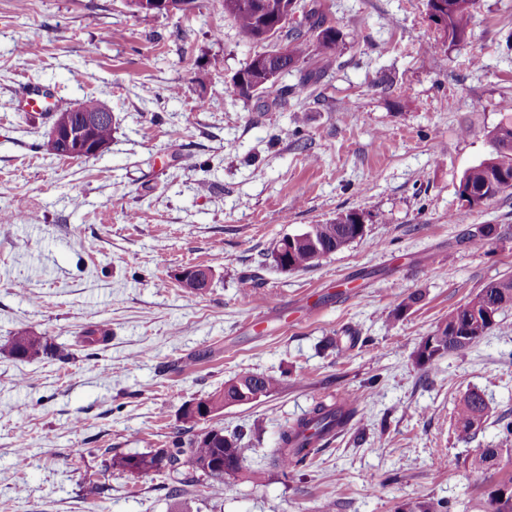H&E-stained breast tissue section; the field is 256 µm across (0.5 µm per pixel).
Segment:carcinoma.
<instances>
[{
    "label": "carcinoma",
    "mask_w": 512,
    "mask_h": 512,
    "mask_svg": "<svg viewBox=\"0 0 512 512\" xmlns=\"http://www.w3.org/2000/svg\"><path fill=\"white\" fill-rule=\"evenodd\" d=\"M283 2L224 0V15L231 18L250 41L259 44L261 36L282 21ZM477 5L478 0H427L428 17L450 44L459 46L467 43L470 37ZM301 9L305 24L281 27L277 42L269 52V64L279 75L294 70L300 72V80L295 87V93L300 96L333 69L342 43L340 30L327 23L319 0L304 2ZM313 39L321 47L322 57L315 66L304 70L301 65L310 55ZM241 73L244 77L241 83L232 85L233 92L244 98L273 93L275 105H288V99L276 89V83L258 88L254 73L246 67L241 69ZM493 141L494 151L462 176L458 189L460 209L451 218L458 220L512 189V121L496 127ZM364 232L365 226L358 213H340L331 222L312 224L307 231L293 236L294 242L286 250L287 262L278 261L271 253L267 254V259L283 272L304 270L348 246ZM508 306H512V275H504L488 283L423 337L415 353L416 364L432 365L445 354L469 349L497 325L500 312ZM8 352L23 362L55 356L54 350L42 337L26 331L12 338ZM280 387L281 380L273 375L243 371L224 382V389L209 395V398L219 397L228 402L247 391L269 397ZM358 416L359 406L355 399L342 406L322 402L315 404L280 433L278 448L271 455L268 467L286 476H297L316 451L317 442L344 431ZM457 416L459 436L472 440L484 429L487 404L479 393L471 392L460 403ZM251 452L243 432L226 435L224 429L212 427L209 432L196 434L187 440L177 435L167 448L115 455L111 461L112 466L118 469L137 473L157 470L164 461L169 473L179 476L177 482L183 487L206 483L227 489L230 480L247 470ZM499 454L498 448H480L471 458V468L476 473L486 474L498 465ZM485 512H512V478L490 483L485 491Z\"/></svg>",
    "instance_id": "carcinoma-1"
}]
</instances>
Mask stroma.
Instances as JSON below:
<instances>
[{
	"mask_svg": "<svg viewBox=\"0 0 512 512\" xmlns=\"http://www.w3.org/2000/svg\"><path fill=\"white\" fill-rule=\"evenodd\" d=\"M322 2L343 51L282 109L232 92L256 46L224 0L172 14L0 0V512H404L428 499L480 512L475 450L500 449L493 477L512 475V308L465 352L414 360L423 336L512 273V194L450 220L464 172L512 117V0H480L464 47L444 42L426 0ZM34 84L110 108L109 147L46 151L48 118L21 109ZM347 211L361 239L302 271L265 261ZM486 224L501 236L482 240ZM192 265L210 268L208 288L181 287ZM411 292L420 301L396 314ZM25 329L55 357L9 356ZM89 329L107 342L80 347ZM245 370L282 385L212 419L252 446L230 488L182 494L167 475L112 467L163 447L184 404ZM472 391L489 410L467 443L457 407ZM346 393L360 423L302 477L268 468L284 427Z\"/></svg>",
	"mask_w": 512,
	"mask_h": 512,
	"instance_id": "35a3bbf8",
	"label": "stroma"
}]
</instances>
